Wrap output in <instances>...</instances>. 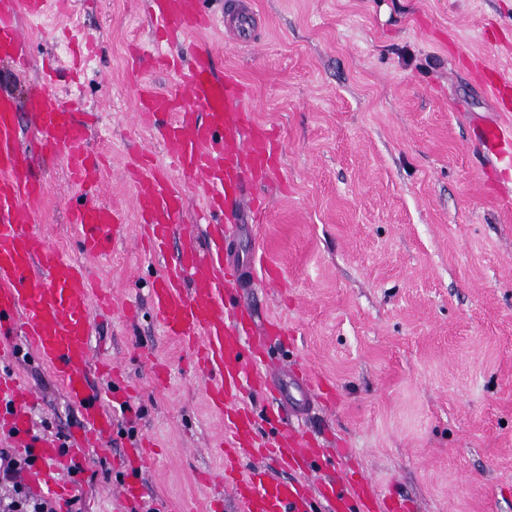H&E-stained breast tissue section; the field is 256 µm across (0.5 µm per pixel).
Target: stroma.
Instances as JSON below:
<instances>
[{"label":"stroma","mask_w":512,"mask_h":512,"mask_svg":"<svg viewBox=\"0 0 512 512\" xmlns=\"http://www.w3.org/2000/svg\"><path fill=\"white\" fill-rule=\"evenodd\" d=\"M204 6L212 27L158 44L143 0L53 2L24 21L31 65L0 63V89L22 95L54 60L58 95L96 115L103 199L127 207L135 151L168 161L138 121V91L175 86L171 72L136 65L135 50L186 64L189 45L207 46L217 70L253 89L256 120L275 127L282 152L271 208L263 223L243 221L232 257L254 278V316L288 332L287 349L268 356L307 367L319 386L306 397L293 374L250 397L259 434L282 418L301 424L335 448L346 474L372 479L409 512H512V206L471 141L474 118L496 110L481 65L512 72V0H255L253 46L225 39L224 0ZM42 170L39 230L136 309L94 324V359L115 361L136 393L108 400L111 438L67 478L72 512H212L203 480L224 469L214 448L224 424L194 355L152 315L161 265L133 223L115 249L86 255L67 218L77 191L56 162ZM268 262L279 272L271 286ZM8 344L0 372L35 392L34 433L72 436L80 413L51 370L23 337ZM141 437L154 450L138 475L141 502L128 507L113 491Z\"/></svg>","instance_id":"stroma-1"}]
</instances>
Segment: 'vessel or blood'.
<instances>
[{
  "mask_svg": "<svg viewBox=\"0 0 512 512\" xmlns=\"http://www.w3.org/2000/svg\"><path fill=\"white\" fill-rule=\"evenodd\" d=\"M156 31L170 43L189 31L212 24L204 0H148ZM46 0H0V61L25 68L28 41L21 18L39 16ZM225 12L236 19L234 40L245 43L254 30V12L247 0H226ZM178 94L151 86L139 94L138 120L158 127L171 159L169 168L129 165L132 210L97 200L104 170L102 154L91 145L88 129L74 107L46 84L32 88L25 101L0 91V358L9 356L5 337L22 334L33 353L59 380L67 399L82 412L80 432L69 448L33 434L29 428L32 390L12 376H0V434L11 447L35 450L39 462L26 473L33 488L52 485V472L77 468L83 451L98 445L112 431V416L101 391L91 383L94 368L90 336L94 310L110 311L107 295L78 263L64 258L38 228L46 207L45 181L36 175L23 146L22 119H29L40 151L62 161L68 179L83 188L82 199L69 208V221L82 232L89 255L104 252L108 238H120L129 214L150 239L155 256L164 258L162 272L151 283L155 319L182 346L192 349L204 379L211 408L224 421L217 448L224 458V485L239 512H313L312 496L321 497L330 512H404L402 503L380 498L372 485L350 477L315 484L283 481L259 468L248 469L245 456L271 460L280 468L316 464L319 448L297 433L279 429L268 442L255 439V417L244 405L249 391L273 387L275 375L260 371V351L245 345L241 331L249 314L233 291L243 284L241 268L228 258L224 242L241 212L260 219L265 198L247 193V182L269 181L278 169L279 142L272 129L255 119L252 89L219 76L211 52L197 48L189 67L174 66ZM473 143L490 154L495 169L512 170V123L476 119ZM178 169L200 195L209 220L208 248L181 222L183 192L169 171ZM148 445L127 448L123 467L134 475L148 463Z\"/></svg>",
  "mask_w": 512,
  "mask_h": 512,
  "instance_id": "vessel-or-blood-1",
  "label": "vessel or blood"
}]
</instances>
